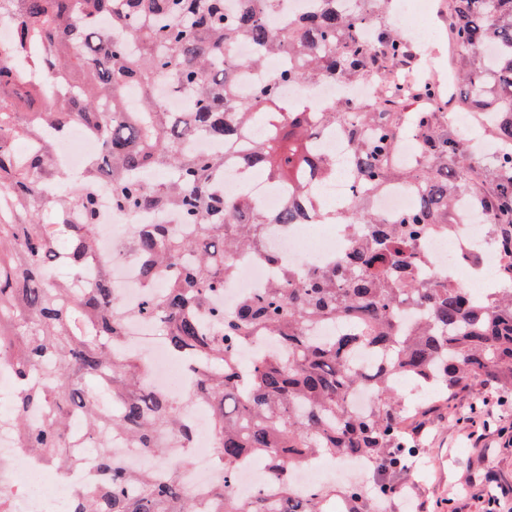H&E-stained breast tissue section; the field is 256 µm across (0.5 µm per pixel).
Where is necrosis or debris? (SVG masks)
<instances>
[{
    "label": "necrosis or debris",
    "instance_id": "1",
    "mask_svg": "<svg viewBox=\"0 0 512 512\" xmlns=\"http://www.w3.org/2000/svg\"><path fill=\"white\" fill-rule=\"evenodd\" d=\"M381 91L408 98L419 95L412 84L397 77L378 89L340 75L309 85L290 84L281 89L287 99H303L319 107L337 100L361 105ZM55 139L59 145V165L75 173L80 172L87 158L99 150L98 138L75 127L56 134ZM317 147L323 155L335 159L336 179L330 183L315 182L314 187L332 208L348 212L357 181L350 166V145L343 127L324 131ZM240 195L251 197L261 209L273 214L283 207L287 191L241 170L237 164L225 165L224 196L233 199ZM98 201L97 247L100 256L109 262V286L124 306H139L147 287L159 290L164 282L157 279L153 284H146L140 261L128 253L126 246L134 225L152 224L156 218L148 212L132 216L113 209L111 191L106 187L100 189ZM490 221L489 213L476 209L468 197H460L456 224L445 230L431 227L420 245L415 261L419 278L433 280L441 276L449 284L467 289L470 295L480 294L484 282L474 274L466 257L476 249L487 255L491 265H499L498 248L485 233V226ZM354 241L353 232L346 224L316 226L303 221L265 225V248L275 254L277 261L272 264L251 253L237 256L234 273L224 282L225 312H234L244 297L271 287L284 267L316 271L333 266L349 253ZM123 348L144 357L147 365L145 383L150 390L178 400L192 388L194 377L190 367L170 355L157 322L140 317L127 320ZM111 445L113 457L118 458L125 468L149 472L157 479L172 476L169 458L143 453L117 438L112 439ZM214 446L213 437L194 436L187 450L189 460L175 475L178 484L194 499H203L216 485L224 482L242 498L273 489L270 472L257 470L251 463L238 468L233 476H226L213 451ZM0 463L7 466L6 480L15 491L10 500V512H62L70 483L62 478L48 480L34 457L19 448L14 421L7 414L0 415Z\"/></svg>",
    "mask_w": 512,
    "mask_h": 512
}]
</instances>
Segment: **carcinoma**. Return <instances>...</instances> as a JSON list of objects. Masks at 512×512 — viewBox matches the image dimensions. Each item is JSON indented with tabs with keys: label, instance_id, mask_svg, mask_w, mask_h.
<instances>
[{
	"label": "carcinoma",
	"instance_id": "1",
	"mask_svg": "<svg viewBox=\"0 0 512 512\" xmlns=\"http://www.w3.org/2000/svg\"><path fill=\"white\" fill-rule=\"evenodd\" d=\"M224 2L5 0L15 50L27 62L19 68L12 51H0V362L18 382L12 406L19 447L60 475L81 470L78 447L100 451L107 477L75 485L69 512H201L176 476L161 484L126 470L108 452L109 436L120 434L132 448L164 455L185 447L192 430L180 403L144 387L143 360L119 351L127 314L96 252L102 184L117 209L176 210L195 227L184 238L170 224L138 226L128 248L147 279L163 267L175 271L137 314L158 321L171 354L191 366L195 387L187 400L209 406L224 471L259 458L276 476L274 499L258 492L242 500L224 484L214 487L212 512H327L336 489L298 498L291 470L326 457L380 463L414 447V415L396 396L397 378L451 395L477 384L512 394V288L476 299L408 276L430 225L456 223L454 203L467 195L493 216L487 234L501 251L500 277L512 283V152L477 172L472 146L441 112H405L404 101L386 94L355 112L340 102L315 112L307 101L279 96L284 84L336 73L360 81L379 69L387 78L405 55L387 23L389 0H361L357 12L323 0L313 19L283 27L268 23L278 0H244L232 15ZM456 2L459 99L496 114L488 137L512 143V0ZM245 40L261 52L238 60L235 49ZM279 53L292 65L242 97L237 69ZM29 72L75 93L44 107L46 86L29 81ZM163 78L189 90L190 111L163 106L156 94ZM125 87L141 91L139 111L123 110ZM265 112L285 114L284 123L272 136L247 140L250 124ZM70 122L102 134L101 156L77 177L58 166L54 142L45 137L47 128ZM336 125L348 127L363 187L354 205L356 243L337 267L287 269L281 283L225 313L219 296L233 272L231 252H262L275 262L262 226L298 222L306 181L336 176V163L316 148L320 133ZM406 132L421 136L423 146L410 168L399 169L390 156ZM195 134L223 142L224 152L189 150ZM227 158L288 186L279 215L262 213L247 196L224 198ZM391 181L421 194L413 209L383 224L368 193ZM44 182L58 186L49 199L38 192ZM309 204L321 224L342 219L321 210L314 195ZM45 206L54 212L52 224L39 220ZM60 262L70 270L65 279L50 275ZM94 264L98 286L75 287ZM404 304L420 310L408 327L400 323ZM338 318L356 328L324 339L306 335L311 324ZM259 334L279 336L288 353L268 352L244 370L241 349ZM368 345L383 351L385 362L363 373L351 356ZM363 387L376 402L358 414L347 400ZM39 410L45 419L31 420ZM75 414L87 418L88 441L79 446L70 438Z\"/></svg>",
	"mask_w": 512,
	"mask_h": 512
}]
</instances>
